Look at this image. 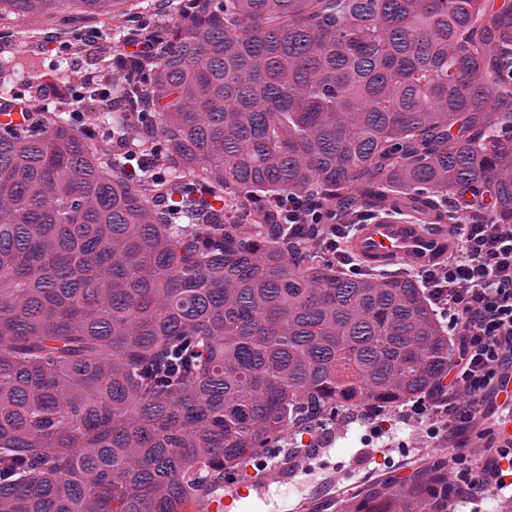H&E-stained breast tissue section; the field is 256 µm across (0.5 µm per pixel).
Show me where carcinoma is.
Masks as SVG:
<instances>
[{
	"label": "carcinoma",
	"mask_w": 512,
	"mask_h": 512,
	"mask_svg": "<svg viewBox=\"0 0 512 512\" xmlns=\"http://www.w3.org/2000/svg\"><path fill=\"white\" fill-rule=\"evenodd\" d=\"M68 1L130 14L0 0L34 24L0 56L32 113L0 127V512H181L262 452L297 466L338 404L434 392L452 349L420 282L339 271L276 201L453 224L449 200L487 198L512 224V4L201 0L120 80L112 38L65 21L93 56L83 104L127 103L79 126L21 64ZM421 475L406 512H453L442 463Z\"/></svg>",
	"instance_id": "carcinoma-1"
}]
</instances>
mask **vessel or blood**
Returning a JSON list of instances; mask_svg holds the SVG:
<instances>
[{
	"instance_id": "1",
	"label": "vessel or blood",
	"mask_w": 512,
	"mask_h": 512,
	"mask_svg": "<svg viewBox=\"0 0 512 512\" xmlns=\"http://www.w3.org/2000/svg\"><path fill=\"white\" fill-rule=\"evenodd\" d=\"M458 234L459 227L455 224L429 230L421 224L376 221L360 225L349 242V250L374 268L397 263L420 268L439 260L443 250L457 239ZM260 486V481L254 479H237L234 496H215L200 503L191 501L185 504L184 512H230L235 499L249 496L251 491Z\"/></svg>"
}]
</instances>
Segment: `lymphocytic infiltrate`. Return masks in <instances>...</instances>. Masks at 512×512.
<instances>
[{
  "mask_svg": "<svg viewBox=\"0 0 512 512\" xmlns=\"http://www.w3.org/2000/svg\"><path fill=\"white\" fill-rule=\"evenodd\" d=\"M284 206L289 227L315 225L316 251L358 273L344 249L357 231L358 211L344 205L327 222L322 203L302 193L288 194ZM417 277L444 320L455 353L448 388L438 389L431 401L414 402L412 413L433 412L444 430L480 426L477 444L456 448L448 460L456 493L467 499L480 490L486 474L502 487L506 472H512V438L499 431L512 416V401L502 397L512 386V224L496 222L487 211L466 216L446 259L418 271ZM477 451L491 459L490 472L472 466Z\"/></svg>",
  "mask_w": 512,
  "mask_h": 512,
  "instance_id": "lymphocytic-infiltrate-1",
  "label": "lymphocytic infiltrate"
}]
</instances>
